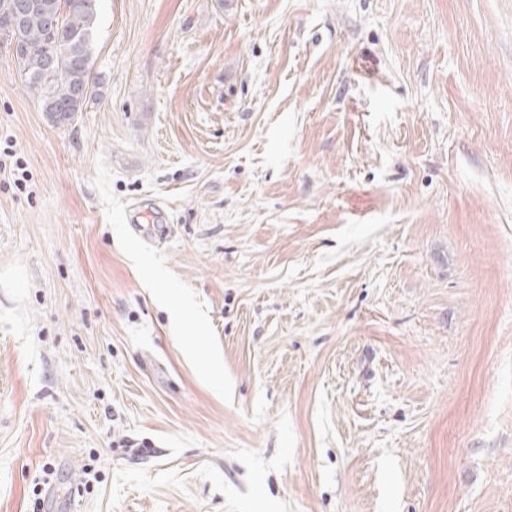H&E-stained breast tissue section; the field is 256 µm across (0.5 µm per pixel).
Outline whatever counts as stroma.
Wrapping results in <instances>:
<instances>
[{
  "label": "stroma",
  "mask_w": 512,
  "mask_h": 512,
  "mask_svg": "<svg viewBox=\"0 0 512 512\" xmlns=\"http://www.w3.org/2000/svg\"><path fill=\"white\" fill-rule=\"evenodd\" d=\"M0 42V512H512V0H99ZM26 7L23 21L13 12L20 3ZM99 0H0V33L25 45L16 56L30 90L37 95L43 112L56 124L70 121L93 95L95 78L91 71ZM13 29L2 23L12 19ZM22 21V22H21ZM52 22L56 23L50 34ZM21 23V24H20ZM54 63L48 65V58ZM83 88L86 94L77 96Z\"/></svg>",
  "instance_id": "35a3bbf8"
}]
</instances>
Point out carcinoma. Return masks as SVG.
<instances>
[{"instance_id": "carcinoma-1", "label": "carcinoma", "mask_w": 512, "mask_h": 512, "mask_svg": "<svg viewBox=\"0 0 512 512\" xmlns=\"http://www.w3.org/2000/svg\"><path fill=\"white\" fill-rule=\"evenodd\" d=\"M30 3L13 30L16 5ZM99 0H0V33L18 39L16 60L43 112L56 124L81 111L95 87L91 71Z\"/></svg>"}]
</instances>
